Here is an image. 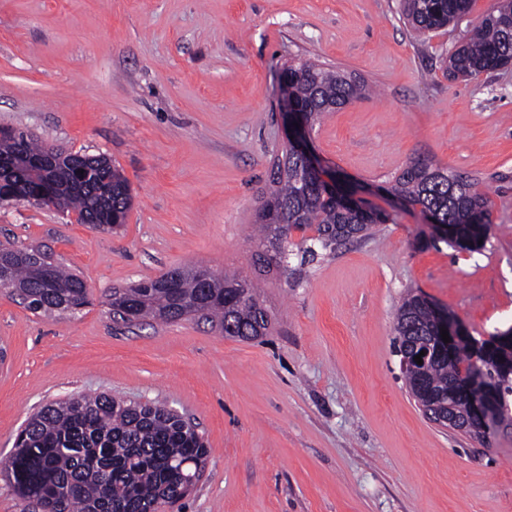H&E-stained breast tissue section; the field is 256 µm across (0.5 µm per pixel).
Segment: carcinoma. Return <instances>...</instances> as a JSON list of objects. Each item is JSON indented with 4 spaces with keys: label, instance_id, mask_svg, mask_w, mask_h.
<instances>
[{
    "label": "carcinoma",
    "instance_id": "obj_1",
    "mask_svg": "<svg viewBox=\"0 0 512 512\" xmlns=\"http://www.w3.org/2000/svg\"><path fill=\"white\" fill-rule=\"evenodd\" d=\"M473 0H403L410 26L427 34L461 20ZM512 65V0H498L470 31L469 38L448 56L446 72L453 78L474 79ZM282 81L308 125L354 100L367 98V84L344 72L310 60L288 64ZM31 154L35 146L19 133L0 140V158L19 147ZM90 163L92 177L86 186L70 183L67 173L56 177L52 205L77 213L85 222L92 215L117 226L125 223L132 204L127 179L104 156L71 154ZM268 191L256 212V253L265 267H279L288 247L302 259L315 256L307 239L295 244L292 233L311 228L312 242L327 251L368 235L373 224H385L389 215L367 204L353 205L350 191L337 183L315 180L306 161L292 154L274 163ZM386 193L404 206H418L437 224L435 234L420 245L443 242L457 252L483 249L492 233L488 200L477 179L452 174L432 160L418 157L395 176ZM37 247L0 245V261L8 270L0 288L10 290L26 307L39 314L80 313L90 304L84 280L57 264L43 277L32 267L29 254ZM199 267L168 270L177 279L166 286L161 277L140 281L109 294L112 313L124 318L123 306L135 308L139 319L177 322L205 319L224 335L256 339L266 335L270 317L262 306L256 285L235 273L213 277L208 284L197 278ZM434 303L409 292L398 307L394 333L401 345L423 342L432 335ZM453 358L430 362L422 383L431 390V402L446 410L467 412L464 397L448 398V384L459 377L484 376L498 384L512 381V328L487 339L464 332ZM208 460L205 438L196 426L162 405L126 401L107 394L72 395L33 414L9 458L0 463L19 498L38 512H159L183 500L181 471L203 474Z\"/></svg>",
    "mask_w": 512,
    "mask_h": 512
}]
</instances>
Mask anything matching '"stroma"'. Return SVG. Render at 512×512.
Here are the masks:
<instances>
[{"instance_id":"stroma-1","label":"stroma","mask_w":512,"mask_h":512,"mask_svg":"<svg viewBox=\"0 0 512 512\" xmlns=\"http://www.w3.org/2000/svg\"><path fill=\"white\" fill-rule=\"evenodd\" d=\"M494 3L475 0L458 26L420 39L400 0H0V127L107 156L133 195L114 229L0 203V243L42 247L93 300L47 318L0 289V461L32 413L107 393L164 405L205 437L182 512H512V426L481 443L431 423L393 332L411 288L472 336L512 327V67L443 73ZM297 59L375 88L311 140L391 219L265 270L254 213L285 138L280 69ZM419 156L479 180L484 249L419 247L424 215L383 192ZM186 265L258 283L267 335L114 319L111 289Z\"/></svg>"}]
</instances>
